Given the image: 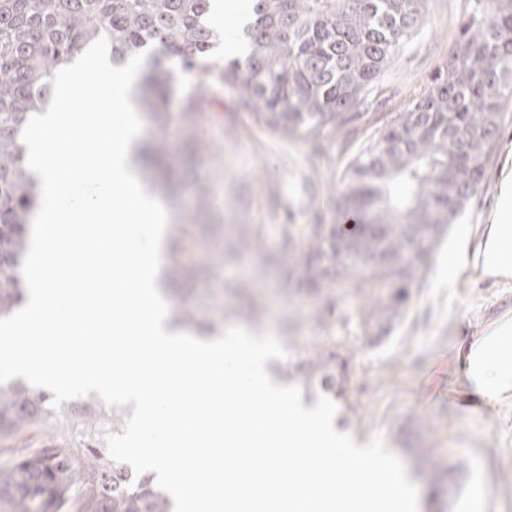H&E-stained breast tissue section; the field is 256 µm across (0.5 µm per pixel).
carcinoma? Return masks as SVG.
I'll list each match as a JSON object with an SVG mask.
<instances>
[{
  "label": "carcinoma",
  "instance_id": "1",
  "mask_svg": "<svg viewBox=\"0 0 512 512\" xmlns=\"http://www.w3.org/2000/svg\"><path fill=\"white\" fill-rule=\"evenodd\" d=\"M456 52L412 108L390 120V131L352 162L344 180L343 209L379 232L333 235L320 224H285L278 253L264 261L284 265L288 276L311 289L329 278L353 280L358 290L394 289L382 310L357 311L368 327L384 311L398 310L408 288L428 265L433 248L477 191L498 147L503 101L512 99V0H467ZM426 0H250L252 21L242 32L246 72L232 61L221 74L238 84L259 122L285 138L317 140L326 125L344 127L362 116L371 85L425 17ZM210 0H0V316L23 299L19 271L30 219L37 208L21 132L31 114L51 101L54 71L99 35L108 37L112 61L141 51L155 58L145 76V102L155 112L171 94L178 72L164 62L177 57L182 70L204 86L213 67L215 36L206 25ZM153 141L140 150L149 170L162 158ZM175 225L171 274L186 272L182 255L196 249L211 265L224 262V237ZM422 247L410 248L413 234ZM385 255L387 263L369 258ZM254 296L219 316L257 318ZM289 346L298 360L283 379L320 387L345 399L350 384L345 345L336 336ZM76 442L44 439L27 451L29 432L57 416L51 397L24 388H0V445L19 455L0 469V506L7 512H170V501L152 477H134L113 462L102 426L120 432L116 415L90 410ZM96 471L86 488L84 469Z\"/></svg>",
  "mask_w": 512,
  "mask_h": 512
}]
</instances>
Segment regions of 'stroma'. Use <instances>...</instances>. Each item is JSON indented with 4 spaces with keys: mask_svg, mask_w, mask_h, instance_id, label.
Here are the masks:
<instances>
[{
    "mask_svg": "<svg viewBox=\"0 0 512 512\" xmlns=\"http://www.w3.org/2000/svg\"><path fill=\"white\" fill-rule=\"evenodd\" d=\"M466 0H428L422 24L374 83L363 119L336 129L325 127L317 141L284 138L257 121L239 87L213 78L194 123L182 118V104L196 92L195 76H181L165 104L164 122L141 110L144 139H166L164 169L177 175L176 196L165 197L172 223L212 222L236 229L262 224L265 252L278 248L284 224H332L352 160L407 112L436 72L456 51ZM498 150L478 191L435 247L428 268L410 288L399 317L372 335L355 312L374 299L351 290L309 297L289 290L276 268L249 271L246 263L184 278L163 288L171 311L200 310L204 294L233 303L236 282L280 294L261 322L226 317L253 333L285 337L288 313L308 305L323 322L303 325L314 338L321 330L347 339L351 383L338 402V424L361 442L381 437L404 463L425 457L442 473L438 488L415 476L422 512H512V397L487 403L468 381L473 346L502 317L512 316V278L487 276L471 263L455 283L442 280L448 248L466 236L470 249L484 239L512 172V100L501 112Z\"/></svg>",
    "mask_w": 512,
    "mask_h": 512,
    "instance_id": "obj_1",
    "label": "stroma"
}]
</instances>
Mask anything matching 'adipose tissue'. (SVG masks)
<instances>
[{
	"label": "adipose tissue",
	"mask_w": 512,
	"mask_h": 512,
	"mask_svg": "<svg viewBox=\"0 0 512 512\" xmlns=\"http://www.w3.org/2000/svg\"><path fill=\"white\" fill-rule=\"evenodd\" d=\"M483 271L512 277V179H506L486 240L474 255ZM469 381L478 394L496 401L512 392V319H505L473 348Z\"/></svg>",
	"instance_id": "1"
}]
</instances>
